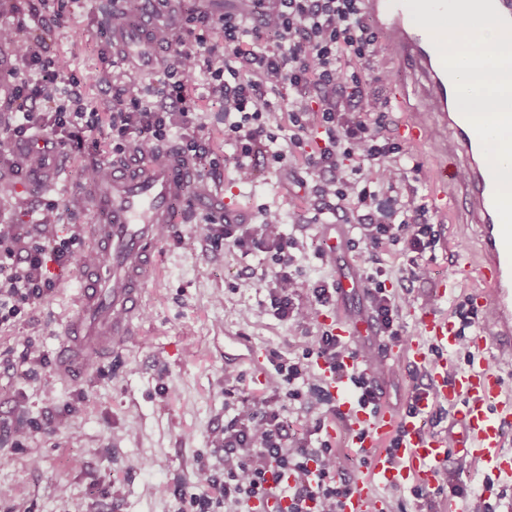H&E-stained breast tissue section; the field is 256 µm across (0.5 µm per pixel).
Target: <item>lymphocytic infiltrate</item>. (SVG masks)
I'll use <instances>...</instances> for the list:
<instances>
[{"label":"lymphocytic infiltrate","mask_w":512,"mask_h":512,"mask_svg":"<svg viewBox=\"0 0 512 512\" xmlns=\"http://www.w3.org/2000/svg\"><path fill=\"white\" fill-rule=\"evenodd\" d=\"M363 0H251L259 16L251 30L240 14L214 19L191 16L185 36L171 40L162 60L171 89L141 82L113 86L112 151L133 148L158 153L173 126L182 129V149L196 162L199 184L219 172L220 162L209 147L203 125L185 96L188 84L205 75L206 96L217 100L229 123L225 134L236 144L234 178L249 181L256 155L270 151L275 137L267 122L280 111V91L291 88L295 98L288 112V145L301 150V188L308 207L297 213V224L319 223L323 214L354 223L357 241L368 264L367 291L378 335L403 342L401 311L409 300L408 286L427 279L421 257L435 248L438 232L426 206L410 208L402 199L412 156L380 131L381 114L390 101L384 95L389 71L372 70L378 37L367 23ZM222 27V40L207 41L204 31ZM17 28L0 26V43L16 46L13 71L24 78L10 112L0 118V156L12 141L35 132L52 148L83 143L99 128L102 117L83 108V87L70 78L64 63L47 70L42 38L18 42ZM89 204L74 192L41 210L39 236L26 225L0 222V324L21 314L54 289L52 266L97 260L82 249L78 217ZM254 224H228L206 219L202 239L214 250L227 246L248 255L268 254L270 263L250 276L265 288L275 316L294 331L288 353H271L269 393L249 404H225L224 424L210 439L209 461L198 466L192 480L177 494L190 512H259L269 499L287 500L286 512H341L352 479L340 471V453L329 438L333 423L348 424L326 381H345L360 405L379 406L383 394L366 366L357 364L360 339H342L318 324L320 310L336 300L335 282L308 284L302 278L296 236L284 234L279 210L264 208ZM71 225L69 236L53 235L58 225ZM395 253L401 292L387 289L383 256ZM325 371H318V364ZM306 409L289 426L279 402L280 390ZM463 499L464 512H492L483 493L460 486L417 488L410 497L392 494L387 512H433L438 495Z\"/></svg>","instance_id":"f902f5d3"}]
</instances>
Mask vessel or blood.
<instances>
[{
  "instance_id": "vessel-or-blood-1",
  "label": "vessel or blood",
  "mask_w": 512,
  "mask_h": 512,
  "mask_svg": "<svg viewBox=\"0 0 512 512\" xmlns=\"http://www.w3.org/2000/svg\"><path fill=\"white\" fill-rule=\"evenodd\" d=\"M364 11L392 49V60L410 82L412 117L400 134L407 142L433 144L442 185L438 197L456 203L457 217L472 228L479 250L473 262L485 287L471 293V307L487 323L466 340L481 351L489 345L512 351V252L501 234L495 209V185L480 141L459 112L455 85L444 70L428 31L416 25L399 0H364ZM112 42L133 57L152 63L161 51L150 30L135 24L112 28ZM196 176L193 160L171 147L162 160L137 154L113 160L109 178L90 182L92 221L86 233L100 255L83 270V285L71 296L72 311L59 342L55 371L76 378L109 350L127 347L144 314L145 281L161 261L159 230L173 223ZM421 339L407 340L404 357L428 368L427 389L414 401L416 414L359 405L356 396L336 377H329L339 408L353 421L349 435L366 449L370 472L357 479L344 499L342 512H386L379 486L433 487L449 450L486 465L495 475L512 477V394L498 362L474 360L456 368L448 360L461 340L454 318L435 313L419 321ZM338 336H368L369 320L329 322ZM439 405L454 411L461 431L455 444L427 434L424 422ZM399 437L394 451L382 449L387 437Z\"/></svg>"
}]
</instances>
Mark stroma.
Wrapping results in <instances>:
<instances>
[{
    "label": "stroma",
    "instance_id": "obj_1",
    "mask_svg": "<svg viewBox=\"0 0 512 512\" xmlns=\"http://www.w3.org/2000/svg\"><path fill=\"white\" fill-rule=\"evenodd\" d=\"M110 2L67 0L63 21L45 8L20 22L13 0H0V26L20 24L25 31L45 33L50 59L65 60L76 78L96 70L100 81L86 88L84 98L104 112L112 105L113 81L133 82L145 73L120 61L123 51L113 45L104 21ZM248 7L247 0H173L158 20L173 22L179 30L192 13L219 18ZM195 110L214 154L233 155L235 146L224 136L219 104L201 97ZM111 142L112 129L105 123L82 146L53 156L48 169L56 182L44 191L26 189L23 158L0 160V178L15 184L11 196L0 198V221L30 220L50 202L69 195L80 183L81 170ZM410 152L416 167L406 193L417 204L431 201L436 166L432 147L422 143ZM301 163L297 153L280 162L258 157L252 179L244 183L235 181L231 166H223L220 178L209 181L206 189L190 188L195 221L182 227V234L201 236V221L228 209L248 219L257 218L266 206L284 213L298 210L303 191L296 172ZM430 215L441 240L423 256L432 270L430 279L415 282L403 310L404 334L410 338L418 334L421 313L450 314L479 284L476 273L457 263L458 255L475 253L474 232L450 211L434 208ZM283 230L304 245L300 263L306 280L352 281L347 293L337 295L332 316L369 317L370 299L363 287L368 264L354 246L352 227L287 222ZM329 235L336 239L339 261L327 268L315 256V243ZM161 249L163 262L148 284L140 336L121 354L99 361L78 382L57 380L53 373L69 291L78 285L73 270L59 272L52 293L0 325V351L14 361L12 369L0 368V420L21 418L39 426L24 447L0 441V487L11 491L0 512H176L171 489L196 470L213 430L224 423L225 404L265 394L272 370L268 358L274 351L287 352L294 334L273 315L266 291L246 283V270L264 268L266 254L244 256L231 248L205 252L174 237L162 240ZM451 280L457 284L455 291L444 292ZM30 342L44 356L34 378L23 361ZM370 342V353L379 357L382 403L402 411L414 385L407 365L387 356L382 337ZM228 367L241 371V382H225Z\"/></svg>",
    "mask_w": 512,
    "mask_h": 512
}]
</instances>
